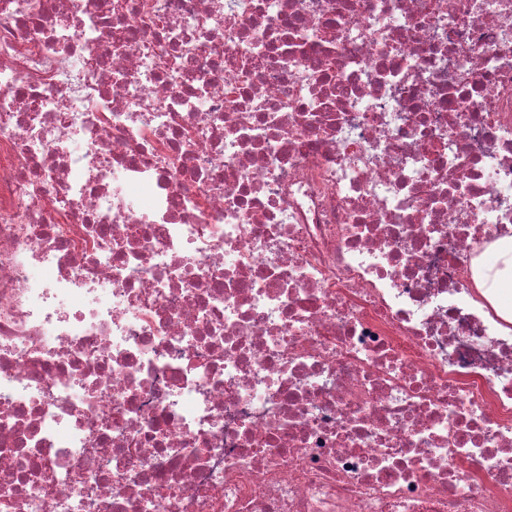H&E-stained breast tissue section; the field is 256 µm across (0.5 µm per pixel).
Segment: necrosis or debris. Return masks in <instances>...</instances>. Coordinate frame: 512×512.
I'll list each match as a JSON object with an SVG mask.
<instances>
[{"mask_svg":"<svg viewBox=\"0 0 512 512\" xmlns=\"http://www.w3.org/2000/svg\"><path fill=\"white\" fill-rule=\"evenodd\" d=\"M512 0H0V512H512ZM498 263L501 268L497 267ZM476 283L498 315L507 322H512V246H501L495 263L484 267L477 274Z\"/></svg>","mask_w":512,"mask_h":512,"instance_id":"necrosis-or-debris-1","label":"necrosis or debris"}]
</instances>
